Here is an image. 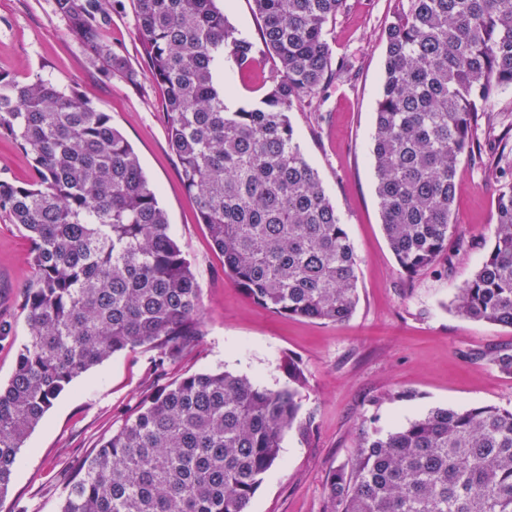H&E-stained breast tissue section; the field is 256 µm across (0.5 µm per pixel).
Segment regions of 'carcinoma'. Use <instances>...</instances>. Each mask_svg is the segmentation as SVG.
Listing matches in <instances>:
<instances>
[{"label":"carcinoma","instance_id":"carcinoma-1","mask_svg":"<svg viewBox=\"0 0 512 512\" xmlns=\"http://www.w3.org/2000/svg\"><path fill=\"white\" fill-rule=\"evenodd\" d=\"M275 59L268 92L230 111L216 73L251 68L258 49L217 0H134L168 142L224 272L274 312L328 323L359 302L356 255L288 113L348 73L327 25L347 0H253ZM109 0H52L71 39L108 77L137 83L102 38ZM372 134L382 226L399 266L435 264L453 235L463 157L497 184L493 243L455 296L469 320L512 328V122L489 111L512 88V0H398ZM31 159L25 183L0 180V216L31 242L28 340L0 386V499L20 450L53 401L116 352L143 348L156 371L200 336V288L158 189L112 124L75 89L0 73V138ZM306 377L288 385L199 372L161 385L73 474L58 512H248L301 416ZM325 512H512V408H434L365 434L333 470Z\"/></svg>","mask_w":512,"mask_h":512}]
</instances>
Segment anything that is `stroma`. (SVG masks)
Masks as SVG:
<instances>
[{
    "label": "stroma",
    "instance_id": "1",
    "mask_svg": "<svg viewBox=\"0 0 512 512\" xmlns=\"http://www.w3.org/2000/svg\"><path fill=\"white\" fill-rule=\"evenodd\" d=\"M347 3L328 25L327 39L334 57L347 61L348 77L289 114L357 256L359 304L349 319L324 323L261 307L225 273L169 148L165 92L144 60L132 0H110L104 37L138 70L134 85L101 72L92 52L72 41L52 0H0V72L48 75L111 113L157 186L201 288L196 346L168 364L161 379L141 349L114 354L74 379L22 448L0 512H57L82 461L137 413L159 381L187 374L224 370L278 389L288 383L289 361L305 371L300 399L303 413L314 416L313 432L306 440L285 433L281 460L249 512H324L328 475L353 457L362 434L388 433L435 407L512 408V375L492 362L495 352L512 351V328L467 320L453 307L492 242L495 187L462 159L453 207L458 243L429 268H400L382 229L370 154L385 63L382 32L395 0ZM274 66L267 52L249 73L225 64L218 80L229 109L256 103ZM29 252L26 231L0 217V320L11 325L10 339L0 342L1 384L28 339L21 299L35 278Z\"/></svg>",
    "mask_w": 512,
    "mask_h": 512
}]
</instances>
